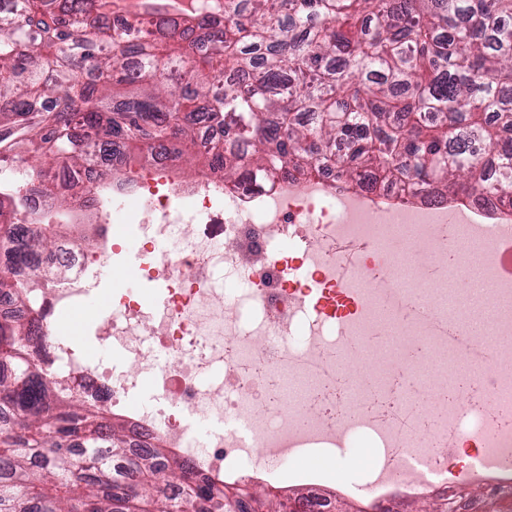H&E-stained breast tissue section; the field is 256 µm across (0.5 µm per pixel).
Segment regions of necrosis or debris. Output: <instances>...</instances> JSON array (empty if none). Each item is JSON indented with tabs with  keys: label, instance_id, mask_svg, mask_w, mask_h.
Masks as SVG:
<instances>
[{
	"label": "necrosis or debris",
	"instance_id": "necrosis-or-debris-1",
	"mask_svg": "<svg viewBox=\"0 0 512 512\" xmlns=\"http://www.w3.org/2000/svg\"><path fill=\"white\" fill-rule=\"evenodd\" d=\"M74 190L96 202L100 222L60 236L69 275L36 299L48 367L72 380L70 399L102 406L131 405L150 385L154 403L132 418L133 439L161 438L201 475L245 483L262 472L276 483L289 474L306 482L313 512H335L321 502L320 473L302 461L335 451L338 385L349 386L357 409L350 433L374 447L363 474L376 488L404 435L435 450L449 429L492 427L489 408L512 402V377H501L467 390L469 407L455 411L449 374H485L493 361L460 358L438 333L447 324L459 333L477 325L487 336L512 326L502 257L493 241L472 252L466 244L469 225L512 223L511 187L451 207L407 186L351 189L330 170L309 179L282 170L230 186L210 170L187 181L161 159L145 172L118 169L105 184L84 178ZM179 223L187 232L176 233ZM124 224L140 243L133 275L157 284L161 301L112 295L108 320L95 328L120 356L109 363L75 348L62 324L95 297L101 262L124 265ZM170 239L174 247L162 249ZM396 244L417 259L402 295L385 279ZM466 254L488 288L463 295L452 312L449 260ZM221 274L245 281L237 298L217 287ZM310 288L331 299L347 289V315L314 311L303 298ZM154 353L164 363H152ZM274 457L293 461L291 473L270 468Z\"/></svg>",
	"mask_w": 512,
	"mask_h": 512
}]
</instances>
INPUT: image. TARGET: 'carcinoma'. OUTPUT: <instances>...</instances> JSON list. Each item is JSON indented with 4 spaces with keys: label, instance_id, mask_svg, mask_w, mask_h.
<instances>
[{
    "label": "carcinoma",
    "instance_id": "1",
    "mask_svg": "<svg viewBox=\"0 0 512 512\" xmlns=\"http://www.w3.org/2000/svg\"><path fill=\"white\" fill-rule=\"evenodd\" d=\"M109 0H11L0 9V215L27 196L69 198L50 171L106 180L168 152L224 181L332 164L355 188L403 183L464 198L512 187V0H224V20L135 17L116 32ZM231 73L235 85L224 83ZM54 225L0 223V255L28 264ZM0 273L34 306L66 277ZM44 338L0 321V512H211L227 485L161 441L132 443L108 409L66 398L29 354ZM239 512L260 496L232 491Z\"/></svg>",
    "mask_w": 512,
    "mask_h": 512
}]
</instances>
